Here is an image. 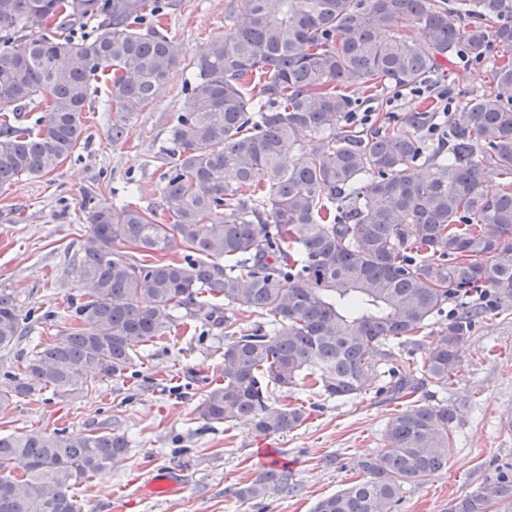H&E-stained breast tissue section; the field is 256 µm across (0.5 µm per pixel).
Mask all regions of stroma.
<instances>
[{
    "label": "stroma",
    "instance_id": "35a3bbf8",
    "mask_svg": "<svg viewBox=\"0 0 512 512\" xmlns=\"http://www.w3.org/2000/svg\"><path fill=\"white\" fill-rule=\"evenodd\" d=\"M241 8L242 0H178L164 25L181 47V61L154 101L130 116L124 139L112 140L107 87L99 85L77 150L54 172L0 190V288L13 289L22 311L33 314L27 337L15 351L0 353V385L4 371L18 368L19 354L72 326L69 299L77 290L68 263L90 229L82 214L88 197L125 199L167 223L163 171L153 157L169 136L171 114L187 104L183 86L192 63ZM135 353V377L106 379L72 398L47 389L0 411L3 435L35 428L126 436L128 450L112 470L73 488L81 512H310L319 498L360 480L357 461L382 448L386 422L410 405L374 388L349 400L277 390L274 401L303 405L307 419L263 438L245 421L209 426L197 414L223 375V326L193 321ZM459 355L460 373L426 398L457 411L448 463L430 481L405 487L400 512H448L452 499L512 465V309L476 323ZM268 445L288 473L287 490L240 499L238 488L263 472L260 452ZM162 467L181 470L185 488L146 495L151 472Z\"/></svg>",
    "mask_w": 512,
    "mask_h": 512
}]
</instances>
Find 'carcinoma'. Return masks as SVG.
<instances>
[{"mask_svg":"<svg viewBox=\"0 0 512 512\" xmlns=\"http://www.w3.org/2000/svg\"><path fill=\"white\" fill-rule=\"evenodd\" d=\"M175 0H0V189L56 169L85 132L93 83L112 72V142L152 103L181 49L159 22ZM491 66L490 88L434 113L350 122L354 92L415 90L442 62ZM187 106L156 159L172 219L124 202L85 203L90 231L71 260L79 326L6 371L0 410L50 388L68 397L135 367L134 348L171 332L173 311L224 322L223 380L197 408L248 419L259 436L306 411L272 389L329 399L398 371L395 394L446 388L460 342L489 310L512 308V0H243L241 16L193 64ZM41 116L18 124L29 108ZM500 179L485 189L486 170ZM222 301L260 318L219 319ZM454 304L422 368L402 358ZM27 332L0 288V352ZM456 410L413 405L388 421L362 479L312 512H396L408 484L447 464ZM124 435L31 429L0 435V512H80L69 489L109 471ZM26 462L15 477L14 461ZM288 490L271 469L252 500ZM448 512H512V467Z\"/></svg>","mask_w":512,"mask_h":512,"instance_id":"1","label":"carcinoma"}]
</instances>
